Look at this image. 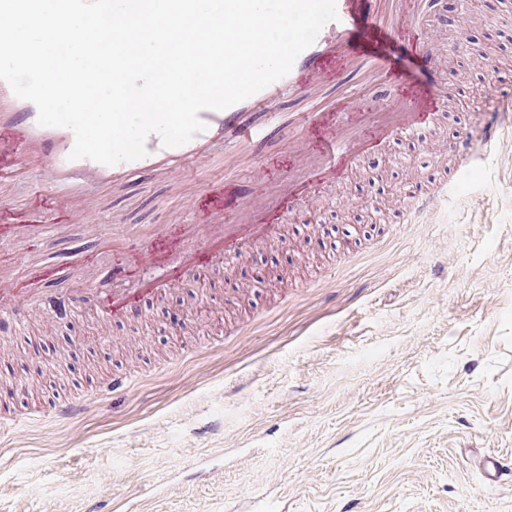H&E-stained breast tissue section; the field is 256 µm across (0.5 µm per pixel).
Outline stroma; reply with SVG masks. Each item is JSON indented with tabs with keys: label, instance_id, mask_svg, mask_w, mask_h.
<instances>
[{
	"label": "stroma",
	"instance_id": "35a3bbf8",
	"mask_svg": "<svg viewBox=\"0 0 512 512\" xmlns=\"http://www.w3.org/2000/svg\"><path fill=\"white\" fill-rule=\"evenodd\" d=\"M418 16L456 78L440 122L316 189L275 240L135 318L18 299L0 335V512H512V481L486 488L478 464L512 458V126L450 205L415 224L395 206L455 166L433 143L476 150L512 95V10L423 0ZM228 151L173 180L58 185L78 200L60 226L35 214L50 176L28 165L0 200L42 230L0 243V278L77 253L91 264L62 288L111 287L110 241L192 221L204 184L258 163L226 168ZM121 373L131 386L110 390ZM77 394L82 413H53Z\"/></svg>",
	"mask_w": 512,
	"mask_h": 512
}]
</instances>
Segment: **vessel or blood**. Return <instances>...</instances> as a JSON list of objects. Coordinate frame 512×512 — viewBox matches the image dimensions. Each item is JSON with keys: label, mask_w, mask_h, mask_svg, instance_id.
Instances as JSON below:
<instances>
[{"label": "vessel or blood", "mask_w": 512, "mask_h": 512, "mask_svg": "<svg viewBox=\"0 0 512 512\" xmlns=\"http://www.w3.org/2000/svg\"><path fill=\"white\" fill-rule=\"evenodd\" d=\"M336 10L337 20L322 28L286 76L227 109L201 111L205 130L182 145L166 147L158 135H150L148 154L138 160L104 165L71 158L73 131L40 126L36 106L0 80V180L19 175L22 155L32 150L54 180L94 188L131 177H161L228 140L264 155L282 133L278 106L284 96L302 97L350 75L389 89L376 97L340 98L323 111L303 114L300 129L287 134V155L295 159L296 170L304 171V178H296L295 170L282 163H263L252 179L206 186L193 204L195 221L158 226L146 243L112 267V277L132 283L122 291L102 289L101 297L110 301L113 314H136L142 296L154 293L159 284L190 287L191 272L214 257L275 237L281 224L308 202L314 187L338 185L351 171L363 169L367 158L392 136H408L438 121V103L451 81L431 47L434 31L413 27V0H336ZM394 42L421 60L434 77L432 83L416 85L397 67L389 50ZM447 197L444 186L413 195L406 205L409 222H419L424 212ZM27 233V225L17 222L8 204L0 201V242ZM78 269L73 260L33 269L28 286L45 289L74 277Z\"/></svg>", "instance_id": "1"}]
</instances>
